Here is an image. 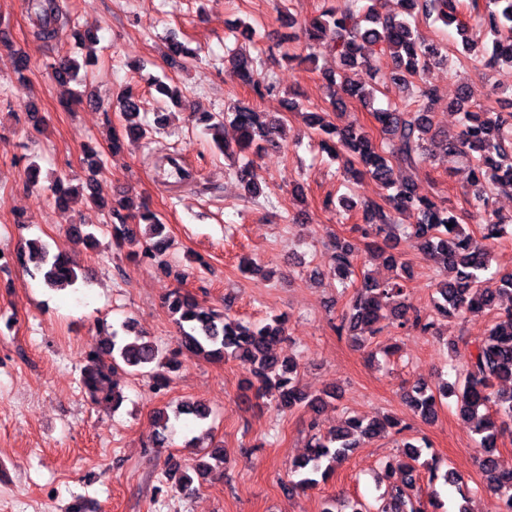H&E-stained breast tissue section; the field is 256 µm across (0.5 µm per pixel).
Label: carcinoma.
Instances as JSON below:
<instances>
[{
	"label": "carcinoma",
	"mask_w": 512,
	"mask_h": 512,
	"mask_svg": "<svg viewBox=\"0 0 512 512\" xmlns=\"http://www.w3.org/2000/svg\"><path fill=\"white\" fill-rule=\"evenodd\" d=\"M360 8L357 0L344 7L329 6L318 17L304 25L308 53L284 54L299 65L314 64L317 56L312 49L324 38L332 42V53L342 70L324 74L331 96L344 94L374 100L375 88H365L349 76V71L360 67L369 73L380 68L365 56L364 46L380 44L383 54L392 63L390 78L407 88L418 98V108L393 105L372 110V117L380 126L383 139L376 141L355 117L340 125L329 121L327 114L308 113L309 126L325 136L321 146L331 155L345 154L349 166L345 173L355 179L369 178L383 190V203L364 205L365 223L353 230L374 250L386 254L387 261L401 273L385 281L363 275L361 285L350 299L340 323L338 335H347L358 345L366 347L379 332L378 324L388 319L407 334L425 336L435 328V318H452L466 313L499 310V320L481 337L471 342L468 361L460 374L457 387L445 389L444 394L457 397V412L464 420L474 422L473 431L479 435L482 456L478 460L485 487L502 502V512H512V472L501 471L495 460L496 443L506 432H512V273H489L495 243L507 234L508 224L496 211L491 199L497 193H512V111L478 106L475 111L464 109L468 102L467 87H460V95L453 106L463 111L461 130L454 136L433 125L430 106L435 90L423 80L432 65L451 64L448 54L437 44L426 39L421 25L437 22L448 27L457 24L463 46L471 48L468 27L460 22L459 0H398L400 10L384 13L376 7L379 0ZM39 20L36 34L52 40L59 34L58 9L55 0H28ZM477 27L489 36L481 64L493 69L502 62L512 65V0H486V9L479 15ZM170 58L195 59L196 51L189 43L176 38L169 43ZM227 62L240 81L251 87L257 96L270 91L271 86L260 77L253 59L233 52ZM82 66L74 59H63L53 66L55 77L63 82H80ZM142 102L133 95H123L119 111L125 121L124 133L129 139H141L146 134L140 121ZM196 126L212 135L220 150L226 152L224 123H232L240 132L237 151L262 152L279 148L281 120L269 118L246 106H236L230 112H198ZM439 146L449 155L465 160L469 165V211L461 213L448 209L446 202L433 195L419 192L413 173L433 155ZM243 190L255 194L259 190L260 175L254 159L245 158L237 170ZM480 218L479 234L468 230L467 220ZM112 240L119 247L140 245L131 256L145 264H155L170 247L165 233L166 225L159 214L134 206L131 198L122 195L112 206ZM134 224H144L149 233L140 242ZM414 240L418 250L431 258L441 279L437 282L433 309L421 313L409 304L405 287L409 265L396 252L397 233ZM30 254L38 259L44 284L55 289L72 286L78 281L76 266L68 255L55 251L39 239L28 242ZM357 247L348 240H336L334 275L344 281L354 275V254ZM165 304L177 329L176 348L164 352L149 337L137 332L130 322L112 329L101 351L90 353L82 369L81 382L96 381L89 389L93 400L112 402L117 409L123 401L115 390L112 374L121 369L130 375L150 379L156 394L167 392L171 379L155 371L162 367L176 369V357L184 352L212 360L225 358L239 361L251 374L248 388L258 395L274 389L278 392L277 407L292 411L304 407L314 413L336 394L326 391L320 395L306 393L297 379V363L293 358L282 359L274 347L285 337L286 319L279 315L269 323L242 322L202 306L190 292L181 287L169 293ZM404 400L414 415L426 422L438 416L440 398L433 390L419 382L406 389ZM185 415L195 422L210 417V410L202 403L183 404L173 413L167 408L155 411L157 428L152 444L162 446L168 441L170 417ZM395 430L407 429L393 416L366 419L349 416L343 425L326 434L320 433L316 422L308 427L310 437L305 456L295 461L289 473L296 477L294 485L312 487L318 479H327L360 442L381 437ZM405 460L399 483H390L380 496L376 507L359 501L339 504L334 499L324 500L321 512H430L442 508L434 492L422 496L417 490L421 474H427V486L438 480L458 488L462 503L458 512H469L468 498L461 489L462 478L448 469L440 472L436 457L422 459L423 450L430 449L426 438L421 443L403 444ZM224 449L215 448L209 460L195 466L196 473L205 478L224 470Z\"/></svg>",
	"instance_id": "obj_1"
}]
</instances>
